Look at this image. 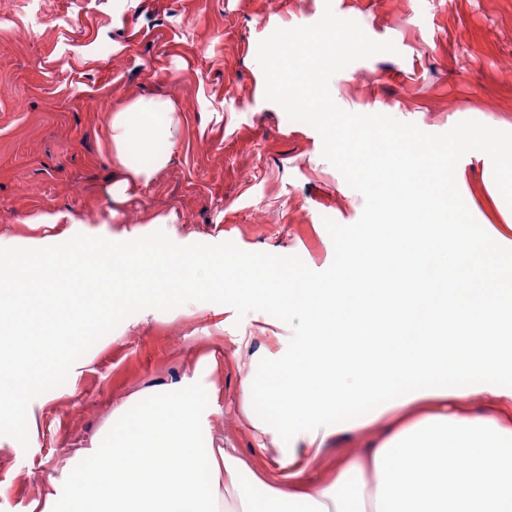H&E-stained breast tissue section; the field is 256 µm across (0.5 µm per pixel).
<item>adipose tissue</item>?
Segmentation results:
<instances>
[{
    "label": "adipose tissue",
    "instance_id": "ef3b65f1",
    "mask_svg": "<svg viewBox=\"0 0 512 512\" xmlns=\"http://www.w3.org/2000/svg\"><path fill=\"white\" fill-rule=\"evenodd\" d=\"M179 112L167 98H138L107 118L122 198L171 161ZM162 142L166 151H154ZM480 147L512 195V135L449 131L406 143L376 222L345 247L343 273L277 295L301 311L308 333L274 378L241 382L254 452L276 443L280 480L257 498L260 478L234 448L210 451L199 476L200 401L185 395L123 419L79 453L73 512H512V237L470 217L473 202L437 168ZM151 154L130 168L132 153ZM501 260L487 264L489 254ZM298 435L278 444L289 430ZM361 431V451L333 481L310 464L335 435ZM233 502L220 506V493Z\"/></svg>",
    "mask_w": 512,
    "mask_h": 512
}]
</instances>
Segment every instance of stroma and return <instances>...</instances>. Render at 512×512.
<instances>
[{
  "label": "stroma",
  "mask_w": 512,
  "mask_h": 512,
  "mask_svg": "<svg viewBox=\"0 0 512 512\" xmlns=\"http://www.w3.org/2000/svg\"><path fill=\"white\" fill-rule=\"evenodd\" d=\"M328 4L397 48L333 76L339 107L433 134L512 130V0H0V235L44 247L78 233L144 236L173 213L164 230L178 244L230 241L327 269L324 218L355 223L364 199L323 158L319 133L266 100L257 49L276 29L315 23ZM140 97L180 107L179 143L155 180L117 204L107 117ZM447 176L466 186L475 221L512 225V204L494 197L492 158L455 155ZM41 212L72 221L30 225ZM269 319L212 302L125 319L65 384L32 400L28 446L0 436V512H69L77 452L121 415L179 394L207 402L201 449L238 448L274 484L240 408V380L257 366L235 353L244 335L263 357H281L292 331ZM360 440L332 439L312 476L335 477Z\"/></svg>",
  "instance_id": "35a3bbf8"
}]
</instances>
